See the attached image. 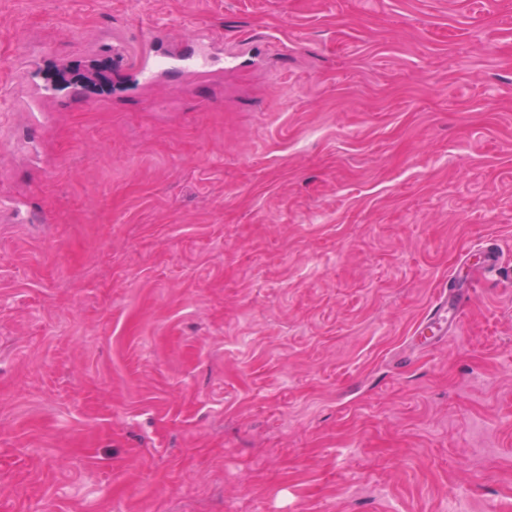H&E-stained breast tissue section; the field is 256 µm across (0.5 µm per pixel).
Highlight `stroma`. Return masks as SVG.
Returning <instances> with one entry per match:
<instances>
[{
	"label": "stroma",
	"instance_id": "35a3bbf8",
	"mask_svg": "<svg viewBox=\"0 0 512 512\" xmlns=\"http://www.w3.org/2000/svg\"><path fill=\"white\" fill-rule=\"evenodd\" d=\"M155 28L256 60L145 87ZM486 243L512 0H0V512H512V279L415 340ZM110 68L98 60H92L85 67L84 72H76L72 75L71 79H67L71 75L67 69L62 70L59 76L62 80L68 81L74 89H84L89 85H102L110 83L109 77ZM75 78V79H74Z\"/></svg>",
	"mask_w": 512,
	"mask_h": 512
}]
</instances>
